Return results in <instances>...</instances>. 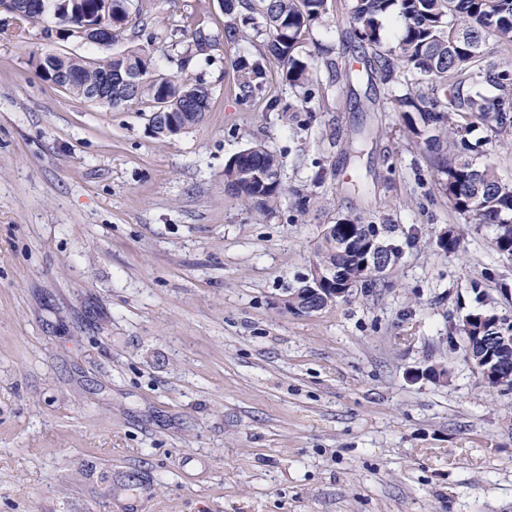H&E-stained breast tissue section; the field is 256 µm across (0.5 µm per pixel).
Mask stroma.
<instances>
[{
  "label": "stroma",
  "mask_w": 512,
  "mask_h": 512,
  "mask_svg": "<svg viewBox=\"0 0 512 512\" xmlns=\"http://www.w3.org/2000/svg\"><path fill=\"white\" fill-rule=\"evenodd\" d=\"M351 4L328 0L301 45L307 89L272 62L244 101L235 64L261 36L226 43L219 0H136L135 47L211 92L168 139L147 103L78 99L32 63L99 49L0 14V512H512V391L448 348L471 281L512 311V258L438 192ZM471 138L512 183V145ZM255 143L283 162L270 212L224 186ZM344 216L390 225L401 259L289 313ZM438 362L447 381L424 375Z\"/></svg>",
  "instance_id": "obj_1"
}]
</instances>
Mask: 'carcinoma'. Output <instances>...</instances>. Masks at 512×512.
<instances>
[{"mask_svg": "<svg viewBox=\"0 0 512 512\" xmlns=\"http://www.w3.org/2000/svg\"><path fill=\"white\" fill-rule=\"evenodd\" d=\"M131 0H112V13L104 0H76L79 16L90 17L111 30V41L121 38L130 22ZM25 0H0V12L32 23L45 21L47 12L24 8ZM326 0H224V25L228 43L259 31L257 19L265 24L266 38L259 58L237 64L243 99L262 89L264 61H274L285 70L294 87L310 82V67L297 53L313 25L326 14ZM395 14L401 32L395 47L381 49L380 19ZM354 35L374 51L373 69L386 82H394L401 71L415 80V88L395 98V111L416 143L424 145L437 183L453 208L475 217L479 224L495 227L496 250L512 257V183L502 180L497 169L472 157L469 140L476 123L497 134L512 129V68L501 69L485 60L492 41L512 50V0H353ZM50 61H34L41 79L44 68L78 75L67 91L86 99L88 87L100 83L106 74L129 70L140 74L135 90L115 83L112 106L151 102L150 114L180 113L182 127L202 122L209 109L210 93L200 82L157 75L137 49L127 48L88 60L78 56L47 54ZM498 93L489 95L485 86ZM282 162L262 144H254L229 157L224 164V183L241 200L260 211L277 207L283 187ZM401 257L375 224L358 217L340 218L329 234H321L312 263L336 275V283L372 282L378 271ZM451 345L462 344L464 357L480 368L488 388L512 387V320L491 305L481 303L469 309L454 331Z\"/></svg>", "mask_w": 512, "mask_h": 512, "instance_id": "obj_1", "label": "carcinoma"}]
</instances>
